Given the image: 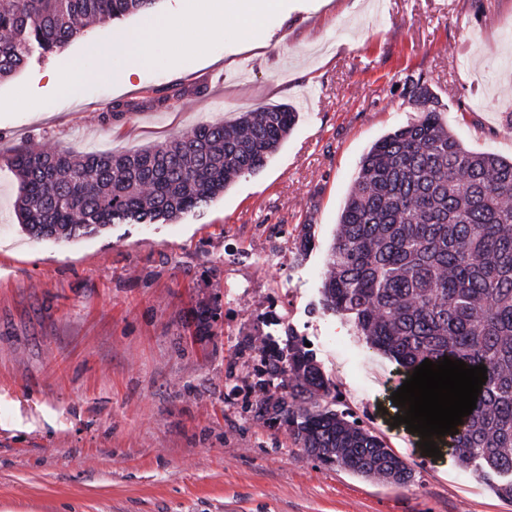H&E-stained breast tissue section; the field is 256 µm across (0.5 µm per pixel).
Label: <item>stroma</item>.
Instances as JSON below:
<instances>
[{
	"label": "stroma",
	"instance_id": "35a3bbf8",
	"mask_svg": "<svg viewBox=\"0 0 512 512\" xmlns=\"http://www.w3.org/2000/svg\"><path fill=\"white\" fill-rule=\"evenodd\" d=\"M139 21L91 25L0 82V512H512L393 426L404 375L322 304L362 156L418 117L409 78L423 77L464 146L512 158V0H288L256 41L202 35L194 54L168 41L130 82L116 57L69 96L64 82L94 64L87 44ZM279 103L298 113L285 142L203 213L69 242L33 239L17 220L16 149L122 153ZM117 104L126 114L103 123ZM268 318L310 343L343 409L411 482L323 464L256 419L263 366L248 338Z\"/></svg>",
	"mask_w": 512,
	"mask_h": 512
}]
</instances>
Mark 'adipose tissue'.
I'll return each mask as SVG.
<instances>
[{"instance_id":"ef3b65f1","label":"adipose tissue","mask_w":512,"mask_h":512,"mask_svg":"<svg viewBox=\"0 0 512 512\" xmlns=\"http://www.w3.org/2000/svg\"><path fill=\"white\" fill-rule=\"evenodd\" d=\"M288 0H208L205 8L196 9L179 15H152L135 29L108 47L96 48L99 59L97 70L80 71L74 83L70 84L72 95H79L82 85L105 74L106 64L112 54L123 55L128 65L124 79L137 75L142 67L155 55L160 41L164 40L171 29L182 27L204 33L232 30L243 42L252 41L265 25L267 18L275 13L287 11Z\"/></svg>"}]
</instances>
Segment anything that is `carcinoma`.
<instances>
[{
	"mask_svg": "<svg viewBox=\"0 0 512 512\" xmlns=\"http://www.w3.org/2000/svg\"><path fill=\"white\" fill-rule=\"evenodd\" d=\"M159 0H0V81L63 51L91 22L151 11ZM421 115L363 155L339 215L322 284L324 307L412 375L429 359L486 366L476 409L449 453L512 499V160L467 149L438 98L409 79ZM297 120L267 104L234 120L120 154L21 149L10 167L17 220L34 239L69 240L110 224H167L201 212L261 171ZM268 378L257 415L285 425L309 455L395 484L413 473L340 404L313 351L258 347Z\"/></svg>",
	"mask_w": 512,
	"mask_h": 512,
	"instance_id": "obj_1",
	"label": "carcinoma"
}]
</instances>
